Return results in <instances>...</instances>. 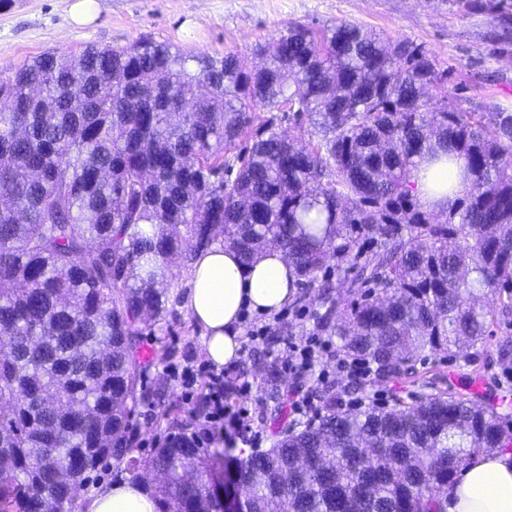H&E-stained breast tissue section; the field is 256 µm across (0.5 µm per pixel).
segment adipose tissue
Wrapping results in <instances>:
<instances>
[{
  "instance_id": "1",
  "label": "adipose tissue",
  "mask_w": 512,
  "mask_h": 512,
  "mask_svg": "<svg viewBox=\"0 0 512 512\" xmlns=\"http://www.w3.org/2000/svg\"><path fill=\"white\" fill-rule=\"evenodd\" d=\"M412 193L427 211L448 208L462 197L469 179L462 158L444 151L418 164ZM294 266L277 248H267L249 266L230 247H210L190 265L182 307L202 332L205 356L216 366L239 355L244 311L272 315L294 296ZM447 512H512V451L471 457L447 490ZM157 503L142 484L118 481L101 485L86 512H156Z\"/></svg>"
}]
</instances>
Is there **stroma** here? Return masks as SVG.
<instances>
[{
  "instance_id": "obj_1",
  "label": "stroma",
  "mask_w": 512,
  "mask_h": 512,
  "mask_svg": "<svg viewBox=\"0 0 512 512\" xmlns=\"http://www.w3.org/2000/svg\"><path fill=\"white\" fill-rule=\"evenodd\" d=\"M93 11V20L79 25L70 17L67 0H0V79L47 51L77 54L88 46L119 48L147 37L194 54L243 56L291 23L323 27L345 20L365 25L385 41L418 45L434 60L444 84L428 98V111L449 103L481 114L488 126L494 113L512 112V18L492 11L463 16L451 11L447 0H94ZM188 271L181 259L170 260L165 317L145 328L141 338L143 384L166 386L164 399L138 404L131 418L130 441L143 463L168 433H187L194 426L178 382L164 371L168 365L206 360L201 333L180 307ZM353 278L347 263L330 258L316 283L297 289L278 313L243 320L246 331L268 326L275 341L259 343L257 352L240 353L235 360L233 373L250 390L233 394V406L257 417L265 402L264 374L251 367L257 355L276 365L280 394L317 386V378L287 370L285 354L289 343L310 334L327 337L323 297L331 295L342 305L357 299ZM492 330L486 345L443 361L430 357L421 372L435 386L464 397L470 396L473 379H483L484 399L495 404L503 425L512 429V363H503L497 353L498 344L512 338V314L497 312ZM420 392L406 378L373 375L358 397L382 407L413 402Z\"/></svg>"
}]
</instances>
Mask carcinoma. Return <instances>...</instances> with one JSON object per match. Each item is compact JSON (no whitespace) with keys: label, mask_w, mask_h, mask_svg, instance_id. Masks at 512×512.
Returning <instances> with one entry per match:
<instances>
[{"label":"carcinoma","mask_w":512,"mask_h":512,"mask_svg":"<svg viewBox=\"0 0 512 512\" xmlns=\"http://www.w3.org/2000/svg\"><path fill=\"white\" fill-rule=\"evenodd\" d=\"M441 82L421 48L347 21L291 24L251 57L147 39L45 52L0 80V512H75L112 459L138 473V336L166 312L171 255L188 264L219 241L249 265L276 247L302 284L332 255L355 258L363 299L331 332L342 363L382 379L483 344L494 315L476 299L512 308V112L489 131L456 106L424 111ZM274 112L306 116L317 139ZM434 144L470 176L446 216L412 201ZM362 231L383 258L358 260ZM265 373L278 414L277 369ZM359 390L342 376L315 387L317 422L231 460L242 512H447L466 460L512 446L489 404L437 391L336 407ZM219 459L186 436L154 449L159 512H223Z\"/></svg>","instance_id":"cac0c4a2"}]
</instances>
